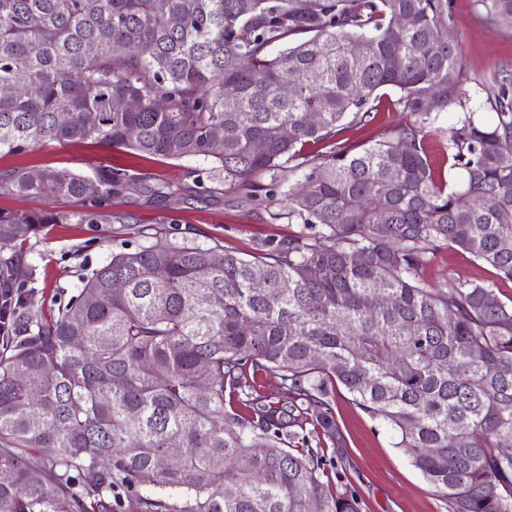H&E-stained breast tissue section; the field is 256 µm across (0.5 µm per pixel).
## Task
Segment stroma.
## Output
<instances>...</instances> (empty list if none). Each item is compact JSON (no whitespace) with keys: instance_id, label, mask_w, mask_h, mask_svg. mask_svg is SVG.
<instances>
[{"instance_id":"35a3bbf8","label":"stroma","mask_w":512,"mask_h":512,"mask_svg":"<svg viewBox=\"0 0 512 512\" xmlns=\"http://www.w3.org/2000/svg\"><path fill=\"white\" fill-rule=\"evenodd\" d=\"M450 11V35L462 51L469 77L465 88L483 104L484 84L495 73L512 70V35L487 24L477 0H450ZM398 97L396 90L386 89L374 121L365 126L343 121L340 139L376 141L385 130L409 124L412 117L398 106ZM480 116L488 124L495 120L494 112L484 104ZM45 167L84 173L120 167L141 173L151 185L175 182L183 186L176 200L137 192L114 200L111 211L121 217L117 223L102 217L93 224L45 225L27 245L16 277L31 304L46 311L76 295L82 274L100 266L123 242L135 240L145 227H162L166 242L218 244L242 255L264 242L286 240L299 230L298 225L273 217L274 212L287 209V197L278 196L265 207L237 191L215 187L209 162L200 158L156 161L90 141L50 142L22 154L0 155V171ZM424 279L435 289L458 280L490 283L503 303L512 304V280L499 278L492 267L453 247L436 255ZM335 414L341 441L323 446L326 457L336 462L333 490L358 493L362 512H448L439 491L395 447L392 432L353 405L341 387L335 394Z\"/></svg>"}]
</instances>
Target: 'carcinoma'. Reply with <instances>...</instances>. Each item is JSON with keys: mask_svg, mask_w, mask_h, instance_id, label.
I'll return each instance as SVG.
<instances>
[{"mask_svg": "<svg viewBox=\"0 0 512 512\" xmlns=\"http://www.w3.org/2000/svg\"><path fill=\"white\" fill-rule=\"evenodd\" d=\"M477 2L512 33V0ZM451 22L449 0H0V153L91 140L203 158L253 201L288 196L274 218L299 225L247 258L146 228L47 316L16 286L25 244L95 223L142 179L0 173V190L75 206L0 210V512H361L309 444L340 442L338 384L448 512H512V305L423 278L457 246L512 280V75L484 87L481 122ZM387 87L413 122L339 139ZM433 133L459 188L436 179ZM257 388L267 402H273L281 411L288 410V400H284L279 394L278 379L264 372L257 376ZM279 402V403H278Z\"/></svg>", "mask_w": 512, "mask_h": 512, "instance_id": "1", "label": "carcinoma"}]
</instances>
